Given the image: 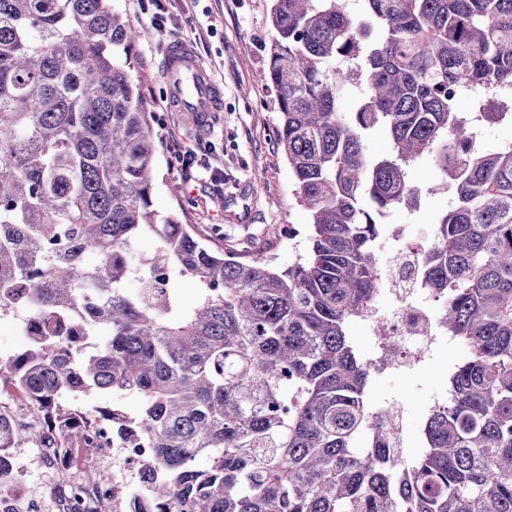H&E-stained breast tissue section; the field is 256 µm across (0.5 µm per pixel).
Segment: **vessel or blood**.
<instances>
[{"mask_svg": "<svg viewBox=\"0 0 512 512\" xmlns=\"http://www.w3.org/2000/svg\"><path fill=\"white\" fill-rule=\"evenodd\" d=\"M168 96L179 112L193 113L198 125L220 111L223 92L201 66L193 48L184 41L170 43L165 51Z\"/></svg>", "mask_w": 512, "mask_h": 512, "instance_id": "obj_1", "label": "vessel or blood"}]
</instances>
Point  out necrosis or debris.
<instances>
[{"instance_id": "necrosis-or-debris-1", "label": "necrosis or debris", "mask_w": 512, "mask_h": 512, "mask_svg": "<svg viewBox=\"0 0 512 512\" xmlns=\"http://www.w3.org/2000/svg\"><path fill=\"white\" fill-rule=\"evenodd\" d=\"M393 246L383 263L386 286L382 293L393 301L389 312L372 306L363 318L379 341L373 346L371 363L377 374L411 371L430 357L448 332L439 325L443 302L421 283L420 262L423 251L435 238L434 225H426L420 234L399 227L392 233ZM149 453L146 444L112 448V475L86 483L56 452L51 465L57 494L50 497V512H129L128 498L139 491L142 461ZM24 461L11 453L8 467L0 476V512H20L28 486L24 480Z\"/></svg>"}]
</instances>
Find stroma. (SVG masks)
Masks as SVG:
<instances>
[{
    "instance_id": "1",
    "label": "stroma",
    "mask_w": 512,
    "mask_h": 512,
    "mask_svg": "<svg viewBox=\"0 0 512 512\" xmlns=\"http://www.w3.org/2000/svg\"><path fill=\"white\" fill-rule=\"evenodd\" d=\"M168 8L174 24L162 32L151 30L135 48L141 92L155 114L154 207L196 226L212 246L288 266L303 254L310 226L276 144L275 95L266 78L271 0H170ZM173 40L188 42L224 90L223 108L206 131H199L188 113L169 106L164 53ZM173 141L195 151L198 165L187 171L172 166L168 147ZM412 180L420 190L416 210L393 211L388 224L416 225L451 206L452 197L439 190L441 175L429 162L414 167ZM288 224L297 234L286 242L281 230ZM463 354L458 344L441 347L412 372L374 382L373 402L402 404L409 450L418 446L427 396L445 385L448 366Z\"/></svg>"
}]
</instances>
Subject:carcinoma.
<instances>
[{
	"label": "carcinoma",
	"instance_id": "cac0c4a2",
	"mask_svg": "<svg viewBox=\"0 0 512 512\" xmlns=\"http://www.w3.org/2000/svg\"><path fill=\"white\" fill-rule=\"evenodd\" d=\"M356 2L354 16L346 0H272L277 143L310 218L305 255L280 268L153 208L142 31L111 0H0V319H31L0 360V395L21 405L0 401V468L101 425L154 448L131 512H512V141L475 145L478 127L512 123V98L458 106L464 88L512 92V0ZM423 160L453 204L421 279L448 298L440 323L466 356L450 404L421 421L423 451L396 466L351 330L384 287L383 218L414 207ZM91 336L106 337L94 352ZM71 390L140 408L88 416L61 401Z\"/></svg>",
	"mask_w": 512,
	"mask_h": 512
}]
</instances>
